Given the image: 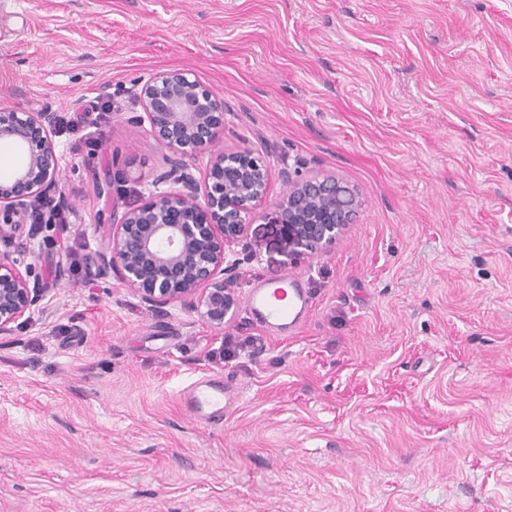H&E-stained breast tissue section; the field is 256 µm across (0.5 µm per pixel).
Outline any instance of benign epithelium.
I'll return each mask as SVG.
<instances>
[{
    "label": "benign epithelium",
    "instance_id": "benign-epithelium-1",
    "mask_svg": "<svg viewBox=\"0 0 512 512\" xmlns=\"http://www.w3.org/2000/svg\"><path fill=\"white\" fill-rule=\"evenodd\" d=\"M148 134L166 151V169L137 206L114 195L112 182L96 184L112 199L98 227L104 242L95 252L102 276L119 283L150 310L188 304L211 327L235 323L238 294L232 285L251 257L234 250L257 207L270 195L268 164L251 150L222 149L224 98L184 70L151 75L141 83ZM55 112L0 108V143L13 146L21 162L0 180V336L43 306L49 281L30 261L35 250L14 249L32 219L31 203L63 196L54 136ZM206 160L194 177L186 158ZM288 190L273 202L274 220L288 241L313 256L336 245L360 208L356 191L333 175L295 179L281 172Z\"/></svg>",
    "mask_w": 512,
    "mask_h": 512
}]
</instances>
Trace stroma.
<instances>
[{
	"instance_id": "35a3bbf8",
	"label": "stroma",
	"mask_w": 512,
	"mask_h": 512,
	"mask_svg": "<svg viewBox=\"0 0 512 512\" xmlns=\"http://www.w3.org/2000/svg\"><path fill=\"white\" fill-rule=\"evenodd\" d=\"M185 69L224 143L355 188L314 257L261 206L236 288L283 277L288 333L157 315L93 263L109 177L164 169L133 84ZM0 105L57 112L62 223L15 246L58 278L0 336V512H512V0H0ZM255 337L220 359L225 334ZM237 380L219 424L180 399Z\"/></svg>"
}]
</instances>
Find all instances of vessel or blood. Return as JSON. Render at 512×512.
Returning <instances> with one entry per match:
<instances>
[{
    "label": "vessel or blood",
    "mask_w": 512,
    "mask_h": 512,
    "mask_svg": "<svg viewBox=\"0 0 512 512\" xmlns=\"http://www.w3.org/2000/svg\"><path fill=\"white\" fill-rule=\"evenodd\" d=\"M246 304L250 313L267 329L285 332L308 310L309 296L295 280L284 278L252 286ZM236 398L231 380H205L192 384L186 403L197 419L218 423L230 412Z\"/></svg>",
    "instance_id": "vessel-or-blood-1"
}]
</instances>
